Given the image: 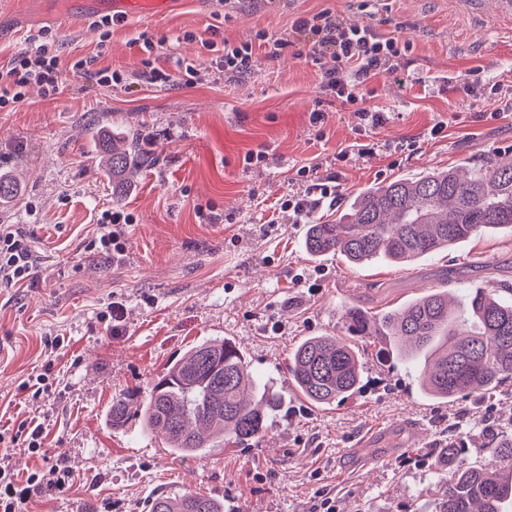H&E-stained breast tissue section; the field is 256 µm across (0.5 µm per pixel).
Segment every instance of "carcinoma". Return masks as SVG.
<instances>
[{"mask_svg": "<svg viewBox=\"0 0 512 512\" xmlns=\"http://www.w3.org/2000/svg\"><path fill=\"white\" fill-rule=\"evenodd\" d=\"M100 153L117 200L129 188V173L158 163L141 152L132 129L105 136ZM506 227L512 229V162L489 154L473 166L394 180L359 195L336 223L306 225L304 247L312 257L336 253L353 264L411 263ZM345 326L351 336L384 337L404 361L424 357L420 387L437 399H480L512 381V287L480 288L454 308L447 295L430 293L379 318L352 306ZM288 373L317 407L363 387L358 347L334 336L302 341L289 356ZM283 411L279 395L257 383L236 344L215 338L193 346L158 377L136 413L170 454L184 457L224 441L247 445ZM130 416L126 397L112 400V427ZM490 448L500 471L469 462L462 441L450 439L438 449L437 512H502L512 498V435L493 439ZM150 512H224V502L187 491L154 498Z\"/></svg>", "mask_w": 512, "mask_h": 512, "instance_id": "obj_1", "label": "carcinoma"}]
</instances>
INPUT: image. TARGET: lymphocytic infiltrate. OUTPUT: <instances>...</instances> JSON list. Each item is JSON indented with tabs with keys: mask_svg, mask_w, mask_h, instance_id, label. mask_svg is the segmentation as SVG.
<instances>
[{
	"mask_svg": "<svg viewBox=\"0 0 512 512\" xmlns=\"http://www.w3.org/2000/svg\"><path fill=\"white\" fill-rule=\"evenodd\" d=\"M202 45L211 54L210 67L230 75L247 72L257 49H264L267 56L275 58L285 48L305 46L312 64L319 69L322 93L356 105L362 132L373 131L387 121L383 112L363 106V90L379 73L392 69L401 49L395 38L382 34L374 25L350 26L335 13L323 11L297 18L284 37L272 40L261 34L256 40L241 42H220L210 37ZM328 56L334 59V67H323L322 60ZM86 66V60L79 59L70 67H62L56 38L45 35L38 46L0 67V108L22 101L27 87L33 84L41 87L44 95H54L66 72L78 73ZM337 197V182L327 177L310 184L303 194L283 200L279 210L300 224L324 205L336 202ZM130 222L123 209L103 211L100 231L91 241V249L103 254L122 253L125 228ZM21 235L18 225H0V288L23 284L37 269L32 251L21 244ZM72 480L71 472L53 466L30 473L20 483L7 467L0 466V512H19L22 501L47 489H66Z\"/></svg>",
	"mask_w": 512,
	"mask_h": 512,
	"instance_id": "f902f5d3",
	"label": "lymphocytic infiltrate"
}]
</instances>
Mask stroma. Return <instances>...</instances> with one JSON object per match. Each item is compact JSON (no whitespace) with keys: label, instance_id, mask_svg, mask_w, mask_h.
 I'll use <instances>...</instances> for the list:
<instances>
[{"label":"stroma","instance_id":"1","mask_svg":"<svg viewBox=\"0 0 512 512\" xmlns=\"http://www.w3.org/2000/svg\"><path fill=\"white\" fill-rule=\"evenodd\" d=\"M79 0H0V66L31 48L43 31L63 44L65 59L89 62L67 75L57 93L29 88L0 112V174L20 175L22 191L0 206V224H17L39 257L27 286L0 289V431L20 421L43 423L45 453L12 444L8 466L19 477L62 461L74 482L22 505L21 512H148L159 495L191 490L224 502V512H313L318 494L339 512H435L432 454L457 435L476 442L491 421L512 415V387L485 402L423 397L415 372L389 356L378 336L356 337L364 389L317 407L287 373L293 348L308 336L345 337L344 312L359 306L381 315L441 290L461 297L489 285L512 286V230L466 240L431 259L360 266L342 256H309L304 227L281 218L277 204L302 192L297 168L312 179L336 174L339 197L314 213L331 222L357 195L433 169L479 163L488 153L512 157V18L474 16L464 0H241L216 18L215 0H172L166 16L130 19L100 39ZM330 10L353 25L372 23L405 52L380 73L364 97L388 114L373 131L372 153H358L354 107L322 94L305 52L256 55L247 74L206 72L194 84L151 83L140 63V33L163 42L162 65L205 62L199 41L217 24L234 42L280 37L293 20ZM193 32L187 40L185 32ZM122 74L98 84L93 70ZM477 69L485 89L472 96L455 76ZM326 115L312 123L313 110ZM136 129L144 151L160 156L121 199L96 161L89 117ZM444 124L431 136L435 124ZM265 152L257 164L248 153ZM122 207L133 218L116 259L88 250L102 211ZM118 304L108 329L100 315ZM62 337L63 345L48 341ZM227 338L252 369L288 403L261 438L195 457L170 454L139 420L113 427V397H147L155 379L186 349ZM53 362L48 392L22 387ZM402 417L415 433L395 430ZM378 430L382 443L357 447Z\"/></svg>","mask_w":512,"mask_h":512}]
</instances>
